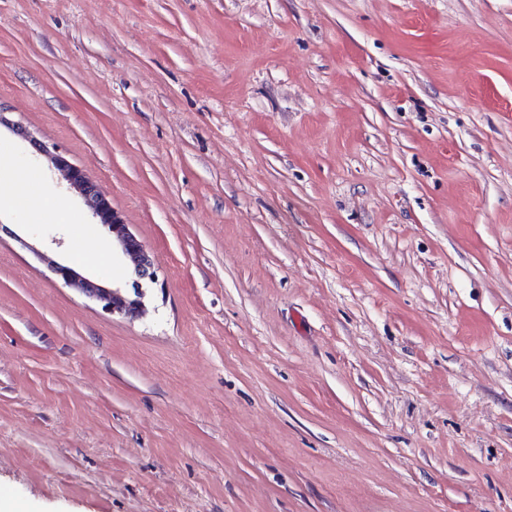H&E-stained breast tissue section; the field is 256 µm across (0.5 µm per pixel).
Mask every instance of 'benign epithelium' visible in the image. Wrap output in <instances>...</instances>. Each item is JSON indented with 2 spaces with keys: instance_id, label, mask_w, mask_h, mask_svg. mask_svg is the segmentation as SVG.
<instances>
[{
  "instance_id": "obj_1",
  "label": "benign epithelium",
  "mask_w": 512,
  "mask_h": 512,
  "mask_svg": "<svg viewBox=\"0 0 512 512\" xmlns=\"http://www.w3.org/2000/svg\"><path fill=\"white\" fill-rule=\"evenodd\" d=\"M35 151L45 156L68 185L76 189L84 199L85 205L92 211L98 223L112 234V241L132 265V281L123 286L106 287L99 282L84 277L71 266L51 262L54 274L64 284L74 286L86 297L94 300L101 308L111 314L138 317L145 311L144 298L146 288L155 283L156 274L153 260L142 243L129 231L120 215L112 209L110 202L99 193L96 186L88 180L83 170L70 163L54 148L36 139H29Z\"/></svg>"
}]
</instances>
